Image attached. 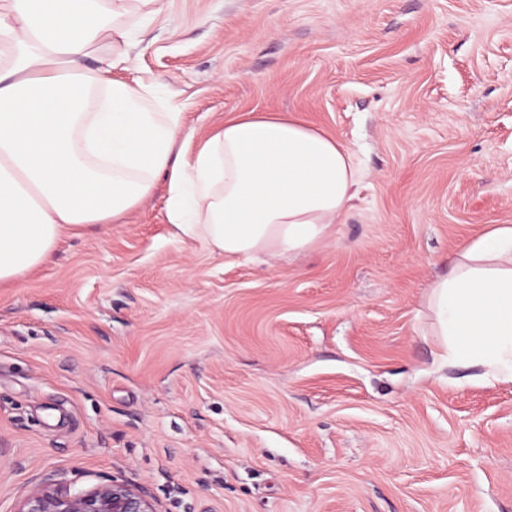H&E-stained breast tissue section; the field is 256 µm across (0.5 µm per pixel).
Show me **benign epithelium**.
<instances>
[{
	"instance_id": "7a95c632",
	"label": "benign epithelium",
	"mask_w": 512,
	"mask_h": 512,
	"mask_svg": "<svg viewBox=\"0 0 512 512\" xmlns=\"http://www.w3.org/2000/svg\"><path fill=\"white\" fill-rule=\"evenodd\" d=\"M16 512H156V509L142 491L112 480L83 493H72L59 483L45 482L20 502Z\"/></svg>"
}]
</instances>
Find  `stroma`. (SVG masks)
<instances>
[{"instance_id": "stroma-1", "label": "stroma", "mask_w": 512, "mask_h": 512, "mask_svg": "<svg viewBox=\"0 0 512 512\" xmlns=\"http://www.w3.org/2000/svg\"><path fill=\"white\" fill-rule=\"evenodd\" d=\"M114 79L193 154L237 112L349 147L332 236L176 241L167 187L0 288V512L52 479L157 512H512V383L438 356L432 283L512 225V0H164Z\"/></svg>"}]
</instances>
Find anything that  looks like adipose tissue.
Instances as JSON below:
<instances>
[{
    "mask_svg": "<svg viewBox=\"0 0 512 512\" xmlns=\"http://www.w3.org/2000/svg\"><path fill=\"white\" fill-rule=\"evenodd\" d=\"M163 0H0V284L51 261L64 231L120 224L166 180L178 240L269 261L323 243L354 196L353 151L288 114L225 120L193 157L184 116L112 79ZM99 56L97 68L87 58ZM452 363L512 382V226L477 237L430 291Z\"/></svg>",
    "mask_w": 512,
    "mask_h": 512,
    "instance_id": "adipose-tissue-1",
    "label": "adipose tissue"
}]
</instances>
